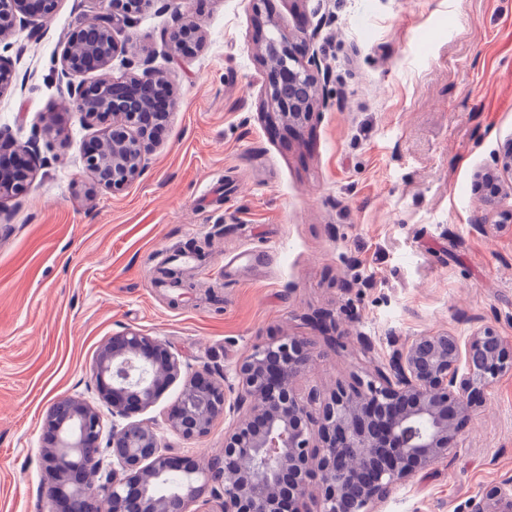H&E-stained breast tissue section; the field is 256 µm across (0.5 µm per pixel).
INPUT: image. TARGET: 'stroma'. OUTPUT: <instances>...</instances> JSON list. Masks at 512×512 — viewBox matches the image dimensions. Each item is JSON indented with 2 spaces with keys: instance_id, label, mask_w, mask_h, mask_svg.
Wrapping results in <instances>:
<instances>
[{
  "instance_id": "35a3bbf8",
  "label": "stroma",
  "mask_w": 512,
  "mask_h": 512,
  "mask_svg": "<svg viewBox=\"0 0 512 512\" xmlns=\"http://www.w3.org/2000/svg\"><path fill=\"white\" fill-rule=\"evenodd\" d=\"M105 0H60L48 22L17 24L0 56V134L37 141L28 192L0 202V512H49L40 495L43 422L64 397L97 402L92 369L133 329L192 367L224 372L273 338L302 339L298 386L354 385L385 362L388 339L490 324L512 345V224L478 226L473 174L512 136V0H265L286 29L316 31L328 105L298 128L263 114L267 72L252 0H153L118 32L151 54L177 98L139 179L91 185L93 132L68 109L58 63L79 15ZM202 48L170 56L175 17ZM63 140L42 135L47 118ZM209 242L182 297L151 285L169 251ZM328 312L340 346L316 323ZM371 351H364L363 340ZM173 384L147 412L175 456L204 462L224 425L184 441L164 421ZM512 479V373L481 392L457 450L397 485L376 512H470Z\"/></svg>"
}]
</instances>
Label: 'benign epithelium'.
Masks as SVG:
<instances>
[{"label":"benign epithelium","mask_w":512,"mask_h":512,"mask_svg":"<svg viewBox=\"0 0 512 512\" xmlns=\"http://www.w3.org/2000/svg\"><path fill=\"white\" fill-rule=\"evenodd\" d=\"M153 0H108L94 17H79L69 30L59 58L72 111L88 127L112 118V128L87 146L84 163L93 185L120 190L146 171L157 146L155 130L169 117L175 101L157 111L153 91L168 80L151 58L132 51L135 72L110 75L122 50L114 32L129 26ZM58 0H0V43L16 25L56 13ZM96 23V39L84 32ZM258 26L274 28L259 51L270 68L266 92L269 118L289 125L305 122L326 104L321 62L314 50L299 58L294 39L301 28L282 32L278 21L261 17ZM203 40L200 27L176 22L164 34L167 48L179 54ZM97 72L92 80L73 81ZM485 190L478 224H512V137L475 172ZM25 175L0 165V198L25 194ZM313 360L295 337L254 347L236 369L237 394L224 387L223 371L204 366L192 373L166 342L136 331L112 336L100 349L93 377L112 417L126 424L104 430L95 406L62 398L44 422L41 457L49 479L41 495L62 512H374L392 487L450 455L462 426L472 417L473 393L512 372V346L490 325L478 327L466 344L454 333L438 332L392 341L386 365L367 381L325 394L300 392L299 376ZM183 388L168 413L169 430L184 440L205 436L214 422L232 418L224 429V448L201 465L191 457L169 454L151 419H136L177 381ZM188 478L175 496L155 494L168 472ZM105 473L97 488L85 478ZM471 512H512V481L486 487L471 501Z\"/></svg>","instance_id":"obj_1"}]
</instances>
